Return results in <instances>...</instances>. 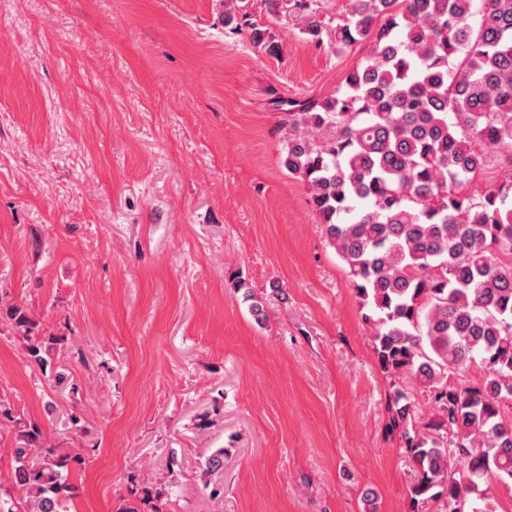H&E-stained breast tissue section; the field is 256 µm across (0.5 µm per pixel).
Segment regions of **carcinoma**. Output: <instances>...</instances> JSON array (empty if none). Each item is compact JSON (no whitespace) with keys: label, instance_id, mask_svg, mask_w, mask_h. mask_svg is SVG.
<instances>
[{"label":"carcinoma","instance_id":"carcinoma-1","mask_svg":"<svg viewBox=\"0 0 512 512\" xmlns=\"http://www.w3.org/2000/svg\"><path fill=\"white\" fill-rule=\"evenodd\" d=\"M312 3L293 8L321 45ZM356 44L369 53L343 91L285 102L283 165L308 186L367 310L389 430L418 473L412 503L463 512L479 483L512 485V176L465 194L491 165L512 167V0H348L329 48ZM5 318L50 365L60 338L21 305ZM11 456L24 496L7 512H66L82 449L61 451L31 425Z\"/></svg>","mask_w":512,"mask_h":512}]
</instances>
